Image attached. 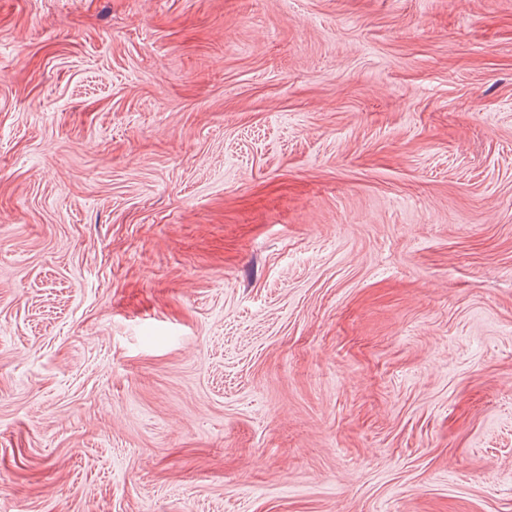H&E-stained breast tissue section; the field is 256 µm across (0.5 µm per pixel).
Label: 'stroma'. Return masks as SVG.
I'll return each mask as SVG.
<instances>
[{
  "label": "stroma",
  "mask_w": 512,
  "mask_h": 512,
  "mask_svg": "<svg viewBox=\"0 0 512 512\" xmlns=\"http://www.w3.org/2000/svg\"><path fill=\"white\" fill-rule=\"evenodd\" d=\"M0 512H512V0H0Z\"/></svg>",
  "instance_id": "1"
}]
</instances>
